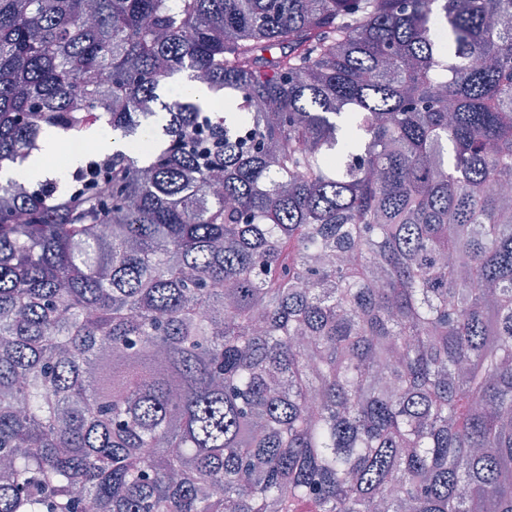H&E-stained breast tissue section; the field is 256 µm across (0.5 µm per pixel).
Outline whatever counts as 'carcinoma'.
<instances>
[{
  "label": "carcinoma",
  "mask_w": 512,
  "mask_h": 512,
  "mask_svg": "<svg viewBox=\"0 0 512 512\" xmlns=\"http://www.w3.org/2000/svg\"><path fill=\"white\" fill-rule=\"evenodd\" d=\"M83 9L0 0V171L120 142L0 206V512H512V0ZM40 146L41 153L30 164V171L37 176H44L51 171L48 169L47 159L63 150V139L55 133H47L41 137Z\"/></svg>",
  "instance_id": "1"
}]
</instances>
